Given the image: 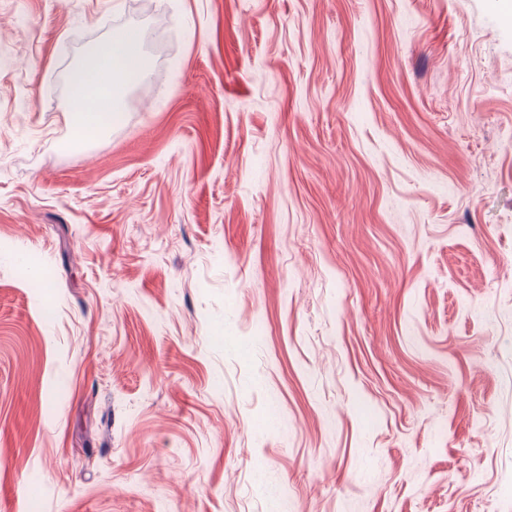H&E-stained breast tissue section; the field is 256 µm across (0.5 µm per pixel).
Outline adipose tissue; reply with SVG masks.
<instances>
[{
    "label": "adipose tissue",
    "mask_w": 512,
    "mask_h": 512,
    "mask_svg": "<svg viewBox=\"0 0 512 512\" xmlns=\"http://www.w3.org/2000/svg\"><path fill=\"white\" fill-rule=\"evenodd\" d=\"M143 30L131 28L90 46L82 61L69 72V106L74 114V135L87 142L110 128L123 88L146 75Z\"/></svg>",
    "instance_id": "obj_1"
}]
</instances>
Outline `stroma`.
Listing matches in <instances>:
<instances>
[{"label": "stroma", "instance_id": "stroma-1", "mask_svg": "<svg viewBox=\"0 0 512 512\" xmlns=\"http://www.w3.org/2000/svg\"><path fill=\"white\" fill-rule=\"evenodd\" d=\"M498 3L0 0V512H512ZM144 30L131 28L90 46L82 61L69 72V106L74 135L80 142L98 137L120 114L116 103L122 89L146 76L143 59Z\"/></svg>", "mask_w": 512, "mask_h": 512}]
</instances>
